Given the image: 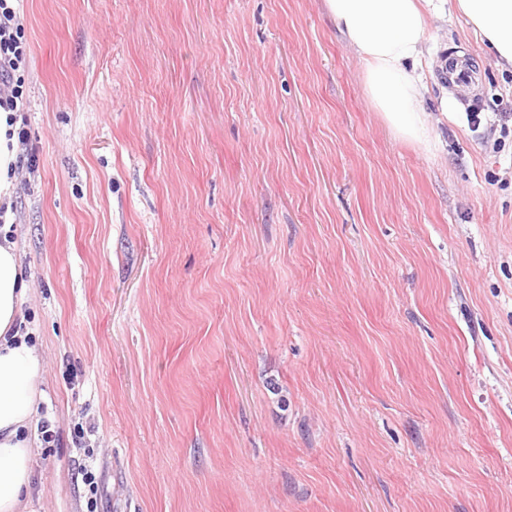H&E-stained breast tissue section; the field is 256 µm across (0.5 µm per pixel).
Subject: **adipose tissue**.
Instances as JSON below:
<instances>
[{"label": "adipose tissue", "mask_w": 512, "mask_h": 512, "mask_svg": "<svg viewBox=\"0 0 512 512\" xmlns=\"http://www.w3.org/2000/svg\"><path fill=\"white\" fill-rule=\"evenodd\" d=\"M347 43L365 63L366 94L392 134L432 149L422 106L426 90L424 11L433 0H325ZM500 62L512 66V0H456ZM0 225V512H27L32 459L39 446L42 358L17 326L25 320L29 281L12 238V214Z\"/></svg>", "instance_id": "1"}]
</instances>
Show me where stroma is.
<instances>
[{"instance_id": "1", "label": "stroma", "mask_w": 512, "mask_h": 512, "mask_svg": "<svg viewBox=\"0 0 512 512\" xmlns=\"http://www.w3.org/2000/svg\"><path fill=\"white\" fill-rule=\"evenodd\" d=\"M20 20L33 512H512V132L436 67L396 139L323 0ZM422 49L512 96L454 0Z\"/></svg>"}]
</instances>
